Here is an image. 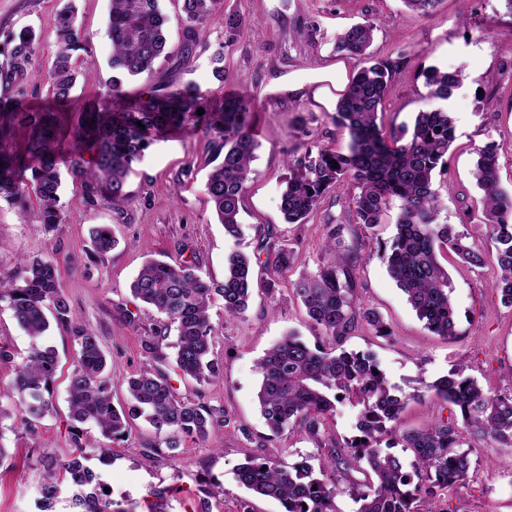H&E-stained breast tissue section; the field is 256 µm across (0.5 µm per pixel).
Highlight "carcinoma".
I'll return each mask as SVG.
<instances>
[{
    "mask_svg": "<svg viewBox=\"0 0 512 512\" xmlns=\"http://www.w3.org/2000/svg\"><path fill=\"white\" fill-rule=\"evenodd\" d=\"M420 16H428L440 0H403ZM221 0H180L183 51L191 54L200 25L220 16L224 30L236 35L253 27L237 13L218 14ZM167 16L160 0H110L108 30L112 42V69L106 95L125 100L118 112L94 109L74 134L66 167L72 180L82 184L88 203L105 197L117 206L127 197V178L151 143L172 131L197 125L204 95L191 83H157L146 96L127 98L130 78L149 81L156 60L165 51ZM57 52L45 76L57 101L71 99L77 72L73 57L85 50L86 39L76 25L74 0H64L56 14ZM373 39L370 24H356L336 38V49L365 61L349 81L336 104V126L348 132L347 152L322 147L288 155V177L280 196V211L289 224H304L324 195L343 179L353 181L355 222L370 228L380 223L387 206L399 201L396 232L382 258L387 272L426 327L445 337L456 335V311L449 292L448 271L441 262L451 252L460 260L480 265L482 254L467 236L440 222V195L435 172L448 166L454 140L453 117L445 108L417 113L412 127L387 136L379 126L388 86L403 58L377 59L368 53ZM13 78L28 75L37 42L29 27L9 36L6 43ZM434 98L446 100L462 80V72L430 67L423 72ZM247 101L226 99L218 118L205 122L212 168L205 192L224 234H241L240 209L246 193L251 162L258 143L246 119ZM29 133L27 154L6 149L16 128ZM56 126L51 112H39L20 101L0 103V199L19 208L30 224L54 227L62 223L58 206L61 165L55 150ZM499 150L488 144L477 150L476 184L484 191L485 224L497 250V274L490 287L500 302L512 307V198L499 190ZM90 154L85 158L84 154ZM338 167H333V163ZM31 176H26V173ZM38 209L26 206L27 196ZM269 232L249 255L234 250L224 258V280L205 279L196 267L148 260L131 283L133 296L161 315L153 335L144 340L155 366L127 380L129 401L116 407L106 371L107 358L95 332L75 322L55 264L47 260L23 263L0 277V302L7 303L17 323L32 338L30 354L17 367L14 380L0 388V398L20 401L19 422L35 432V422L52 407L51 386L58 369L54 349L38 340L49 329V319L72 333L78 346V367L68 386L71 435L79 453L66 462L40 450L35 465L43 473L38 488L37 512H58L61 501L75 512H121L107 499L100 475L84 465L89 454L106 455L110 446L100 442L120 439L130 423L144 419L154 430L143 455L173 457L187 438L206 439L224 427V410L175 392L161 365L171 329H176L175 368L199 385L221 375L211 357L214 326L212 298L224 303L227 317L245 313L254 287L253 266L277 272L290 268L293 250L273 242ZM91 240L100 254L116 246L110 228L92 229ZM361 243L343 239V225H330L317 272L303 274L290 284L292 294L306 309L312 325L325 341L314 346L291 333L273 345L257 363L260 386L257 399L272 437L295 426L312 439L326 433L336 403L353 400L359 406V435L345 445L330 440L326 467L318 470L302 460L287 467L272 456L250 457L236 469V480L252 493L275 500L284 512H345L343 497L357 505L353 512H420L418 504L448 491L466 479L471 469V441L491 440L512 451V390L489 392L457 367L426 390L456 406L463 426L442 419L423 428L403 430L399 425L406 394L390 384L370 354L349 351L347 339L368 326L377 336L389 335L381 314L357 304L360 284L355 267ZM378 373H373V370ZM410 452L411 462L394 452ZM336 469L340 479L327 475Z\"/></svg>",
    "mask_w": 512,
    "mask_h": 512,
    "instance_id": "carcinoma-1",
    "label": "carcinoma"
}]
</instances>
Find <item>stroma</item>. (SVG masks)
I'll return each mask as SVG.
<instances>
[{
    "instance_id": "obj_1",
    "label": "stroma",
    "mask_w": 512,
    "mask_h": 512,
    "mask_svg": "<svg viewBox=\"0 0 512 512\" xmlns=\"http://www.w3.org/2000/svg\"><path fill=\"white\" fill-rule=\"evenodd\" d=\"M76 25L87 39L83 54L90 64L77 77L69 106L56 108L60 145L68 147L84 106L97 102L112 76V45L107 32L109 0H75ZM61 0H0V43L8 31L33 27L38 39L36 59L21 91L27 107L53 106L43 80L57 48L55 15ZM169 18L167 49L156 63L162 83L196 84L208 99L209 111L227 97L250 103L249 119L258 143L240 215L242 234L232 239L218 224L204 191L210 155L202 129L191 127L154 142L127 180V199L119 207L107 200L89 206L70 177L62 179L63 222L47 230L20 221L17 207L0 200V274L12 273L21 263L39 258L58 268L76 322L92 327L109 361L112 401L125 402L127 379L154 364L142 345L159 316L137 300L130 283L148 258L197 266L213 281L224 278V257L232 250L253 252L266 235L295 254V263L276 275L275 291L255 289L248 310L239 318L224 315L222 300H214L212 322L215 356L224 366L220 379L201 387L180 372H171L179 396L204 391L208 404L224 410L228 421L204 441L186 440L175 460L146 459L144 442L153 430L134 421L127 435L112 445V463L88 465L99 473L115 502L126 512H148L153 492L167 488L166 512H238L250 501L253 512H282L273 500L253 497L235 479L237 465L259 451L286 463L300 457L322 459L325 451L301 429L267 442L258 449L256 436L267 429L256 393L258 360L283 336L294 333L308 343L319 342L316 331L289 289L301 274L317 268L332 224L345 225V241L360 239L362 258L356 267L362 306L377 310L390 329L386 338L367 329L355 332L346 349L372 354L391 382L409 399L401 413L404 429H417L438 418L459 420L457 407L433 393L414 397L413 391L463 367L486 389L512 387V307L504 306L487 281L497 272L495 249L482 222V196L472 176L476 151L499 144L502 192L512 196V16L501 0H441L434 12L421 17L403 0H223L222 11L238 12L257 23L261 38L241 34L228 38L220 20L201 25L191 54H184L177 0H161ZM374 26L371 51L376 56L403 57L402 72L393 79L385 100L384 130L412 124L417 112L445 106L451 112L455 140L448 152V169L441 175L440 219L467 234L484 256L473 267L449 257L446 268L457 315V334L447 338L425 328L405 295L389 277L379 250L395 233L399 209L390 205L381 224L354 227L351 181L330 189L307 223L289 224L279 208L288 174L285 159L297 147L346 150L347 133L334 120L340 93L337 82L350 80L360 69L359 59L336 52L335 39L361 22ZM224 51V77L216 79L211 56ZM436 66L462 71L463 79L448 101L429 95L423 70ZM14 84L0 77V99L15 96ZM54 107V106H53ZM110 227L117 246L104 256L91 250L89 230ZM0 340L15 352L0 363V385L9 384L17 361L31 348V338L0 303ZM55 349L59 368L52 385L53 407L39 420L35 434L22 426L0 432L8 456L0 462V512H33L40 475L33 451L47 448L69 459L77 450L69 433L68 383L77 364L70 332L53 325L42 337ZM468 477L451 491L426 502L427 512H512V453L484 443L474 448ZM223 491L207 498L211 479Z\"/></svg>"
}]
</instances>
